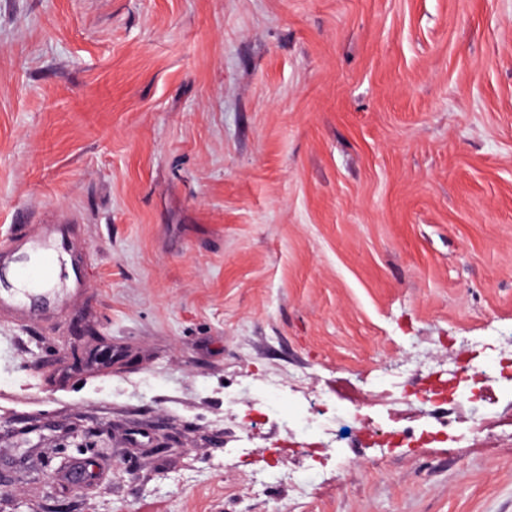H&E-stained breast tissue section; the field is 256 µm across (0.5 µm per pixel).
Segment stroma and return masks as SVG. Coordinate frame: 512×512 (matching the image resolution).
Returning a JSON list of instances; mask_svg holds the SVG:
<instances>
[{
	"label": "stroma",
	"instance_id": "35a3bbf8",
	"mask_svg": "<svg viewBox=\"0 0 512 512\" xmlns=\"http://www.w3.org/2000/svg\"><path fill=\"white\" fill-rule=\"evenodd\" d=\"M55 223L62 302L0 315V512H512V399L372 469L248 424L297 372L418 427L401 369L512 356V0H0V246ZM285 390L279 384L265 383V388L262 394L256 399V404L264 409V414L271 412L277 408L278 412L282 415L289 417L293 409L288 405L278 404V400L284 394Z\"/></svg>",
	"mask_w": 512,
	"mask_h": 512
}]
</instances>
